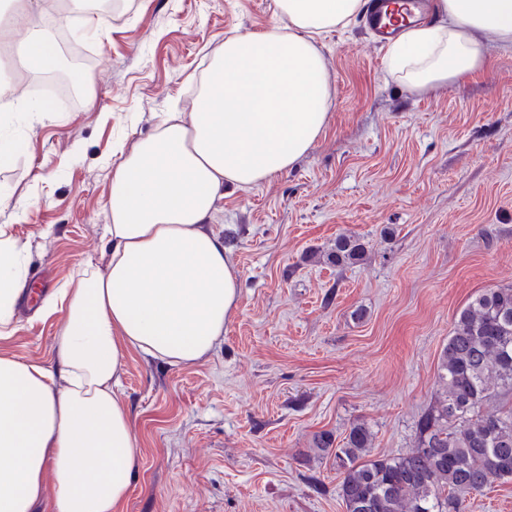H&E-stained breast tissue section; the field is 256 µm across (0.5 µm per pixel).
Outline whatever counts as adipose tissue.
<instances>
[{
	"mask_svg": "<svg viewBox=\"0 0 512 512\" xmlns=\"http://www.w3.org/2000/svg\"><path fill=\"white\" fill-rule=\"evenodd\" d=\"M367 0H277L279 21L216 49L196 80L189 116L170 112L152 136L121 148L108 199L106 271L85 268L46 312L66 316L56 368L0 356V512H121L139 471L137 436L116 388L132 350L192 364L224 335L239 301L238 270L208 228L229 186L291 168L324 132L336 87L317 38L347 26ZM53 0H0V103L14 75L58 68ZM439 23L405 27L388 65L410 89L481 70L478 31L512 44V0H434ZM21 250L0 244V339L15 331Z\"/></svg>",
	"mask_w": 512,
	"mask_h": 512,
	"instance_id": "obj_1",
	"label": "adipose tissue"
}]
</instances>
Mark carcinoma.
I'll return each instance as SVG.
<instances>
[{
	"instance_id": "1",
	"label": "carcinoma",
	"mask_w": 512,
	"mask_h": 512,
	"mask_svg": "<svg viewBox=\"0 0 512 512\" xmlns=\"http://www.w3.org/2000/svg\"><path fill=\"white\" fill-rule=\"evenodd\" d=\"M365 243L336 239L338 267L361 260ZM434 402L418 423L417 444L393 457L372 455L370 427L352 424L341 444L328 433L316 449L334 453L345 512H465L463 498L512 480V287L488 288L455 318L437 369Z\"/></svg>"
}]
</instances>
